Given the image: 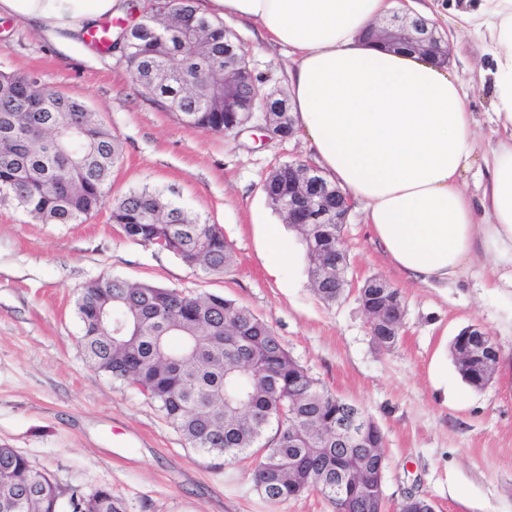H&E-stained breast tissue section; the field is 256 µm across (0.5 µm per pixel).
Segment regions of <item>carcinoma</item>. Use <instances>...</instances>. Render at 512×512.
Returning a JSON list of instances; mask_svg holds the SVG:
<instances>
[{"mask_svg":"<svg viewBox=\"0 0 512 512\" xmlns=\"http://www.w3.org/2000/svg\"><path fill=\"white\" fill-rule=\"evenodd\" d=\"M202 28L160 39L152 23L123 43L120 58L132 80L185 125L222 133L243 114L224 111V55L239 56L238 38L223 23L197 14ZM80 98L23 74L0 73V198L15 199L45 224H77L105 204L119 145ZM86 126L65 164L56 147L68 145L67 126ZM288 164L269 183L288 192ZM112 223L144 246L165 241L169 251L203 272L222 275L233 263L231 245L217 224H206L157 190H133L112 202ZM307 274L316 295L336 302V278L313 277L316 265L336 266V225L308 236L301 231ZM81 338L92 366L137 387L159 404L190 447L224 462L262 444L253 478L277 502L316 491L345 512H377L374 482L336 479V458L385 461L381 433L367 424L362 448L336 447V420L347 402L312 377L288 353L274 329L248 308L219 295H180L175 289L131 284L105 276L88 284L79 300ZM471 387H482L481 369L457 366ZM120 512L106 488L92 494L63 489L12 448L0 447V512Z\"/></svg>","mask_w":512,"mask_h":512,"instance_id":"carcinoma-1","label":"carcinoma"}]
</instances>
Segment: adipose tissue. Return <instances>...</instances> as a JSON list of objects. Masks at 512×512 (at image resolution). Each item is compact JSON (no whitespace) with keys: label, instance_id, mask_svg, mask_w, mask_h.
<instances>
[{"label":"adipose tissue","instance_id":"obj_1","mask_svg":"<svg viewBox=\"0 0 512 512\" xmlns=\"http://www.w3.org/2000/svg\"><path fill=\"white\" fill-rule=\"evenodd\" d=\"M197 9L258 24L264 45L287 50L296 127L323 176L364 205L393 266L448 289L487 258L497 266L493 287L512 288V0H477L456 13L458 27L481 34L492 55L498 142L483 156L455 71L362 41L397 11L395 0H199ZM125 10L124 0H0V15L58 45ZM477 159L486 179L475 200L461 174Z\"/></svg>","mask_w":512,"mask_h":512}]
</instances>
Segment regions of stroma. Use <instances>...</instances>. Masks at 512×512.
<instances>
[{
	"instance_id": "35a3bbf8",
	"label": "stroma",
	"mask_w": 512,
	"mask_h": 512,
	"mask_svg": "<svg viewBox=\"0 0 512 512\" xmlns=\"http://www.w3.org/2000/svg\"><path fill=\"white\" fill-rule=\"evenodd\" d=\"M265 91L288 93V57L264 47L257 26L230 23ZM448 63L465 83L480 123L481 150L494 146L491 90L478 80L490 64L479 36L464 32ZM0 73L37 77L82 98L121 143L110 198L148 187L202 221L220 225L233 266L208 275L177 255L125 237L103 207L80 224H44L0 199V446L14 449L64 488L107 487L122 512H333L320 494L272 503L252 480L256 460L212 468L158 405L87 360L77 302L103 276L217 294L267 321L289 354L329 390L365 409L386 439L385 512L406 494L429 497L435 512H512V370L482 389L459 375L450 345L477 325L512 357V290L486 286L492 268L476 260L458 287L409 282L373 240L363 204L344 226L351 283L333 304L311 290L300 233L285 227L291 267L265 248L282 218L263 181L281 164H312L300 134L261 145L250 133L225 135L186 126L135 87L118 54L84 41L60 49L37 30L0 17ZM380 277L402 298L398 342L377 346L357 287Z\"/></svg>"
}]
</instances>
